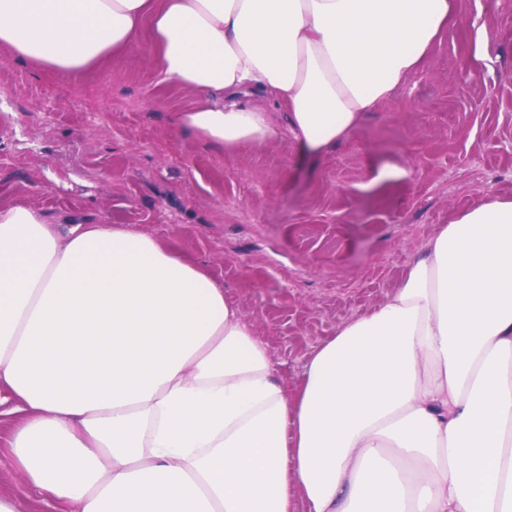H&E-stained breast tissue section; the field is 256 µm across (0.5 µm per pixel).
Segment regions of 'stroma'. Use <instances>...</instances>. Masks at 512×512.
Masks as SVG:
<instances>
[{
	"label": "stroma",
	"mask_w": 512,
	"mask_h": 512,
	"mask_svg": "<svg viewBox=\"0 0 512 512\" xmlns=\"http://www.w3.org/2000/svg\"><path fill=\"white\" fill-rule=\"evenodd\" d=\"M457 15L422 68L317 156L289 136L228 154L183 131L176 117L200 96L160 82L150 32L78 73L0 46V208L124 224L203 267L296 390L311 353L374 310L443 224L512 197V0H457ZM385 166L405 174L374 181ZM13 428L0 420V495L47 512L19 492Z\"/></svg>",
	"instance_id": "stroma-1"
}]
</instances>
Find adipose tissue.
<instances>
[{"mask_svg": "<svg viewBox=\"0 0 512 512\" xmlns=\"http://www.w3.org/2000/svg\"><path fill=\"white\" fill-rule=\"evenodd\" d=\"M456 0H0V46L76 72L153 31L183 130L318 155L416 73ZM70 512H512V199L457 213L296 393L202 267L121 224L0 208V417Z\"/></svg>", "mask_w": 512, "mask_h": 512, "instance_id": "obj_1", "label": "adipose tissue"}]
</instances>
